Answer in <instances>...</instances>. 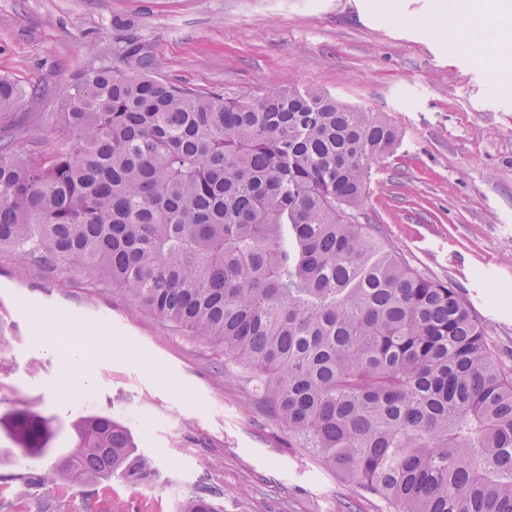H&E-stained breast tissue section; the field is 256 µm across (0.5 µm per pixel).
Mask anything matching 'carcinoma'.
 <instances>
[{
	"label": "carcinoma",
	"instance_id": "carcinoma-1",
	"mask_svg": "<svg viewBox=\"0 0 512 512\" xmlns=\"http://www.w3.org/2000/svg\"><path fill=\"white\" fill-rule=\"evenodd\" d=\"M23 96L1 77L0 116ZM61 116L47 153L0 143V249L93 266L223 347L288 447L393 512H512V374L455 288L350 221L397 125L311 88L221 95L110 65ZM10 431L49 453L50 420L19 411ZM76 431L44 481L150 475L116 421ZM181 512L217 510L195 494Z\"/></svg>",
	"mask_w": 512,
	"mask_h": 512
}]
</instances>
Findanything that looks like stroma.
Listing matches in <instances>:
<instances>
[{"mask_svg": "<svg viewBox=\"0 0 512 512\" xmlns=\"http://www.w3.org/2000/svg\"><path fill=\"white\" fill-rule=\"evenodd\" d=\"M398 5L392 22L384 0H0V77L34 92L10 115L13 145L47 151L63 93L102 64L143 61L161 80L217 93L314 88L383 113L404 139L372 166L358 223L452 285L512 369V50L457 43L467 14L433 32L432 0ZM45 317L90 343V385L65 379ZM20 411L51 420L48 455L14 457ZM94 416L127 427L150 477L44 482ZM190 494L219 512H387L288 447L223 348L159 323L97 269L0 251V512H179Z\"/></svg>", "mask_w": 512, "mask_h": 512, "instance_id": "obj_1", "label": "stroma"}]
</instances>
